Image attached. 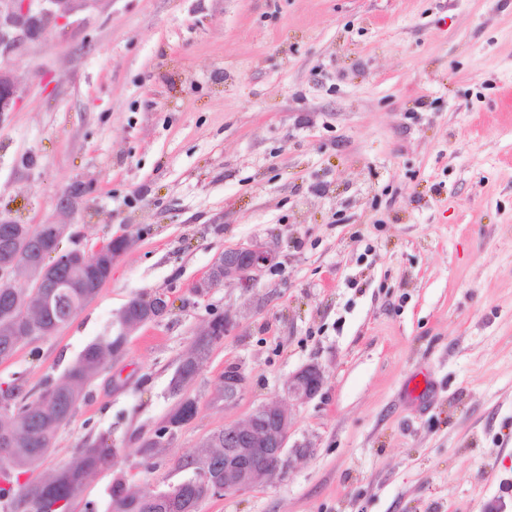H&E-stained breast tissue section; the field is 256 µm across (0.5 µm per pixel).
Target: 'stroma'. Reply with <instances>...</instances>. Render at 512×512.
<instances>
[{
  "label": "stroma",
  "instance_id": "stroma-1",
  "mask_svg": "<svg viewBox=\"0 0 512 512\" xmlns=\"http://www.w3.org/2000/svg\"><path fill=\"white\" fill-rule=\"evenodd\" d=\"M9 66L0 221L69 225L66 250L132 245L0 378H59L131 298L169 303L43 462L120 447L75 512H106L120 479L178 482L310 363L325 385L291 408L285 474L198 512H512V0H78ZM251 243L276 252L251 291L197 293ZM217 315L232 328L186 387L197 415L145 462ZM231 367L246 386L228 407ZM246 379L243 373L237 368H229L225 371L222 379L221 394L225 406H233L243 395Z\"/></svg>",
  "mask_w": 512,
  "mask_h": 512
}]
</instances>
